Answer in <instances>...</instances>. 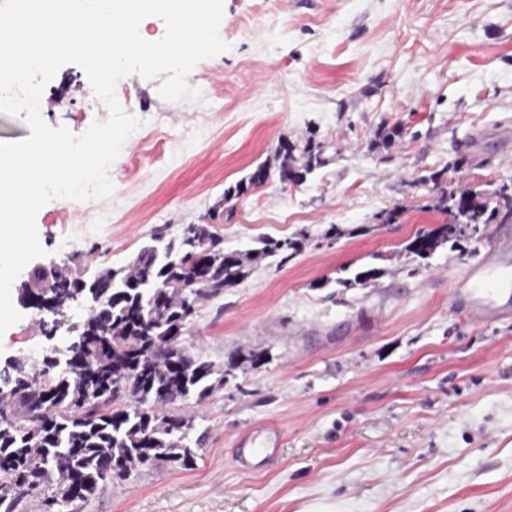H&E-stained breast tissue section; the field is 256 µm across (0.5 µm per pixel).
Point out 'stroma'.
<instances>
[{"mask_svg":"<svg viewBox=\"0 0 512 512\" xmlns=\"http://www.w3.org/2000/svg\"><path fill=\"white\" fill-rule=\"evenodd\" d=\"M227 52L188 76L198 102L122 78L141 121L110 177L113 195L56 199L36 216L47 261L117 268L157 232L210 224L228 251L305 233L287 264L254 263L193 316L197 354L223 367L263 353L203 403L188 402L197 464L118 482L84 512H512V320L456 309L452 279L473 256L441 247L419 266L406 245L445 223L437 184H512V0H224ZM51 127L85 132L109 111L84 70L63 65L42 94ZM402 127L388 150L376 143ZM319 146L307 182L280 181L281 141ZM260 164L268 181L225 200ZM112 221L94 224L102 210ZM392 223H385L386 215ZM334 238H325L328 228ZM373 265L368 288H330ZM14 281L21 320L0 337V371L53 343ZM265 448L250 468L241 445Z\"/></svg>","mask_w":512,"mask_h":512,"instance_id":"obj_1","label":"stroma"}]
</instances>
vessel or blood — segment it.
Masks as SVG:
<instances>
[{
	"instance_id": "obj_1",
	"label": "vessel or blood",
	"mask_w": 512,
	"mask_h": 512,
	"mask_svg": "<svg viewBox=\"0 0 512 512\" xmlns=\"http://www.w3.org/2000/svg\"><path fill=\"white\" fill-rule=\"evenodd\" d=\"M451 297L479 322L512 317V231L499 229L484 258L454 280Z\"/></svg>"
}]
</instances>
